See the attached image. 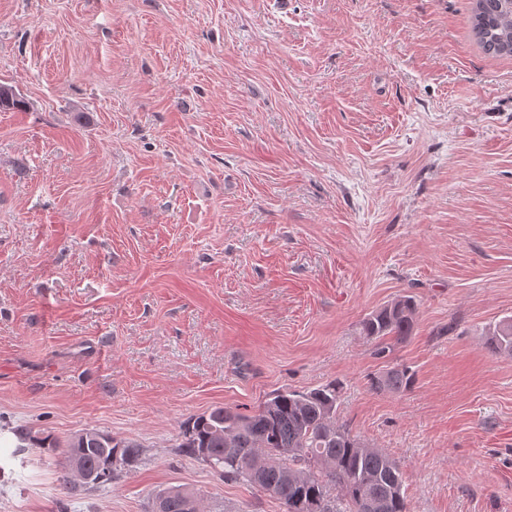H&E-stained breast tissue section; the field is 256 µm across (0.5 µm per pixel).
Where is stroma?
<instances>
[{
    "mask_svg": "<svg viewBox=\"0 0 512 512\" xmlns=\"http://www.w3.org/2000/svg\"><path fill=\"white\" fill-rule=\"evenodd\" d=\"M472 0H0V434L140 446L67 497L0 447V512H283L180 447L330 382L409 512H512V57ZM386 357L360 321L401 295ZM404 365V392L369 379ZM487 347L495 354H512V318L498 322L490 329L487 337ZM191 499L196 504L197 497L189 489L181 487L167 489L156 495L153 511H156L155 507H158V511H160L159 502H161L162 512H198V510H190L189 504Z\"/></svg>",
    "mask_w": 512,
    "mask_h": 512,
    "instance_id": "1",
    "label": "stroma"
}]
</instances>
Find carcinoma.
I'll list each match as a JSON object with an SVG mask.
<instances>
[{
  "instance_id": "obj_1",
  "label": "carcinoma",
  "mask_w": 512,
  "mask_h": 512,
  "mask_svg": "<svg viewBox=\"0 0 512 512\" xmlns=\"http://www.w3.org/2000/svg\"><path fill=\"white\" fill-rule=\"evenodd\" d=\"M472 31L478 45L492 57H512V0H474ZM27 109L25 98L0 84V111ZM417 303L401 295L360 322L369 340L412 335ZM488 349L512 354V318L498 322L487 337ZM415 382L406 366H396L371 379L375 391L403 392ZM338 387L330 382L308 391L278 390L251 414L216 407L183 425L179 447L227 480L242 479L277 499L283 512H336L330 491L339 488L349 510L363 512L369 499L378 512H407L397 464L379 448L361 442L336 422ZM20 447L37 445L60 451L66 463L60 486L67 494L83 491L75 472L102 476L96 487L112 483L118 469L135 462L139 445L117 440L107 432L86 430L61 444L30 428L16 429ZM196 495L176 487L158 493L161 512H191Z\"/></svg>"
}]
</instances>
